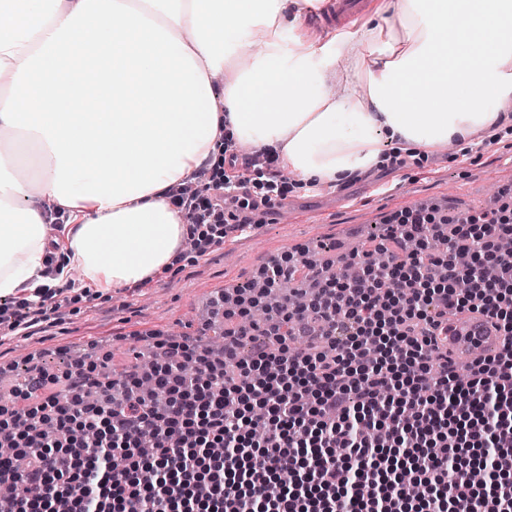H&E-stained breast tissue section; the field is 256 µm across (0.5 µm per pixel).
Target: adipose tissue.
I'll use <instances>...</instances> for the list:
<instances>
[{"label":"adipose tissue","mask_w":512,"mask_h":512,"mask_svg":"<svg viewBox=\"0 0 512 512\" xmlns=\"http://www.w3.org/2000/svg\"><path fill=\"white\" fill-rule=\"evenodd\" d=\"M311 2L0 0V295L62 286L52 206L87 286L168 270L187 226L167 190L223 169L227 142L300 193L389 168L385 141L425 160L512 134V0H382L324 43L296 33Z\"/></svg>","instance_id":"ef3b65f1"}]
</instances>
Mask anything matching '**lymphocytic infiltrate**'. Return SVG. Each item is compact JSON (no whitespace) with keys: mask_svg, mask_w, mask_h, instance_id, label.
<instances>
[{"mask_svg":"<svg viewBox=\"0 0 512 512\" xmlns=\"http://www.w3.org/2000/svg\"><path fill=\"white\" fill-rule=\"evenodd\" d=\"M169 193L200 256L258 207L247 179L204 168ZM501 197L464 220L395 214L340 257L351 280L291 256L262 269L278 288L305 267L311 302L258 323L256 296L217 300L221 360L160 337L150 366L116 381L82 361L35 371L0 405V487L25 488L0 512H512V343L462 368L446 342L461 313L512 340V188ZM57 295L1 298L0 335L57 316Z\"/></svg>","mask_w":512,"mask_h":512,"instance_id":"f902f5d3","label":"lymphocytic infiltrate"}]
</instances>
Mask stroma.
I'll return each instance as SVG.
<instances>
[{
    "label": "stroma",
    "mask_w": 512,
    "mask_h": 512,
    "mask_svg": "<svg viewBox=\"0 0 512 512\" xmlns=\"http://www.w3.org/2000/svg\"><path fill=\"white\" fill-rule=\"evenodd\" d=\"M512 185V136L469 155L434 154L420 165L402 155L395 166L340 189L288 197L261 222L226 237L203 257L149 280L141 290L67 293L61 319L48 320L0 338V400L14 397L31 366L67 368L75 352H110L120 372L132 354L147 355L146 334H197L205 303L229 287L249 283L264 262L311 245L336 253L360 249L384 231L386 218L426 201L479 214L491 189Z\"/></svg>",
    "instance_id": "1"
}]
</instances>
